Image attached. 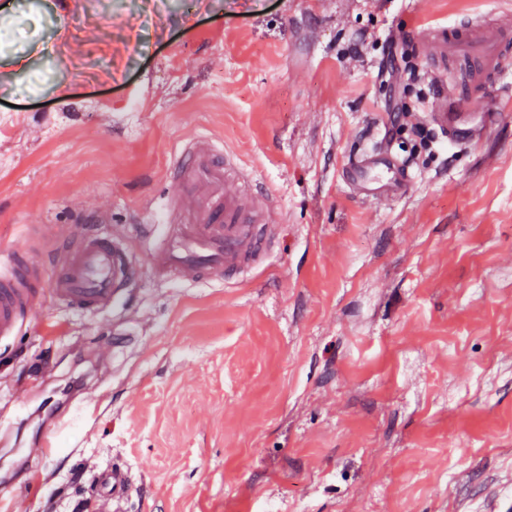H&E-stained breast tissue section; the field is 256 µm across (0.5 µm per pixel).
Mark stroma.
Listing matches in <instances>:
<instances>
[{"label":"stroma","mask_w":512,"mask_h":512,"mask_svg":"<svg viewBox=\"0 0 512 512\" xmlns=\"http://www.w3.org/2000/svg\"><path fill=\"white\" fill-rule=\"evenodd\" d=\"M0 249L47 262L89 215L138 224L164 169L206 134L269 187L272 267L237 288L149 271L112 309L47 297L0 340V479L52 415L81 429L33 462L13 512H494L512 504V120L476 140L385 132L390 34L501 0H0ZM413 181L365 200L341 178L366 144ZM96 476L98 483L102 487L105 510L121 512V502L126 493L128 484L125 474L112 468V471L100 469Z\"/></svg>","instance_id":"1"}]
</instances>
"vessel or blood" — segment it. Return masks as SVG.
<instances>
[{
    "instance_id": "1",
    "label": "vessel or blood",
    "mask_w": 512,
    "mask_h": 512,
    "mask_svg": "<svg viewBox=\"0 0 512 512\" xmlns=\"http://www.w3.org/2000/svg\"><path fill=\"white\" fill-rule=\"evenodd\" d=\"M421 36L431 48L432 71L447 74V67L455 65L465 72L461 78L447 75L432 107L436 126L473 139L490 120L512 113V100L488 94L490 86L512 76V21L483 14L427 27ZM166 176L175 191L165 203L163 221H156L153 209L145 211L147 232L167 241L150 254L156 274L174 283L235 286L265 269L272 226L269 196L252 185L246 169L225 161L215 138L201 135L184 143L173 153ZM343 179L372 200L404 194L411 174L383 147L352 158ZM139 272L130 242L109 232L74 231L48 267L33 261L25 246L1 252L0 339L18 334L45 292L82 312L105 311ZM83 418L79 406L59 416L54 437L38 443V454L53 452ZM97 481L106 512H121L125 474L102 469Z\"/></svg>"
}]
</instances>
